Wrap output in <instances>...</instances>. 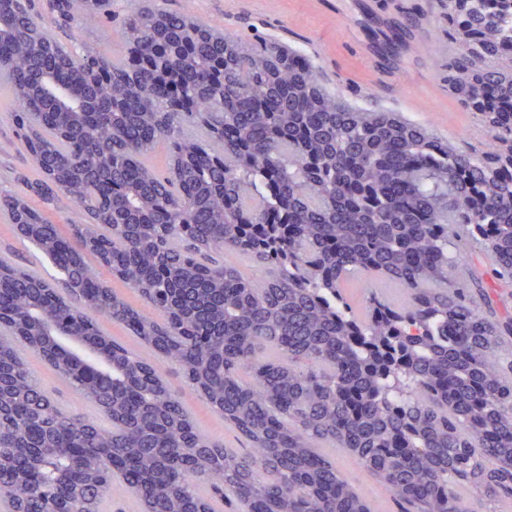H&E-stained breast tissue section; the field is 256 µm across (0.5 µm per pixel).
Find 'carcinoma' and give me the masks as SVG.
Masks as SVG:
<instances>
[{"label": "carcinoma", "mask_w": 512, "mask_h": 512, "mask_svg": "<svg viewBox=\"0 0 512 512\" xmlns=\"http://www.w3.org/2000/svg\"><path fill=\"white\" fill-rule=\"evenodd\" d=\"M455 55L448 85L493 140L476 153L394 112L353 105L319 84L298 50L230 36L148 4L123 15L129 56L78 53L38 24L32 0H0V92L37 174L0 196L16 234L58 270L46 278L0 255V323L12 370L0 427L7 512H105L115 488L140 512H371L323 452L345 448L400 512H472L466 486L512 496V332L453 275L467 238L494 237L491 275L512 286V0H435ZM55 21L85 0H49ZM414 23L378 20L379 55ZM168 143L167 171L147 163ZM67 200L84 215L62 234L31 205ZM266 267L255 279L226 261ZM123 283L154 312L104 279ZM396 283L356 317L354 273ZM121 327L144 358L110 336ZM93 407L63 409L29 357ZM252 449L202 433L156 361ZM41 447L68 448L44 459Z\"/></svg>", "instance_id": "obj_1"}]
</instances>
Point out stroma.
<instances>
[{
	"label": "stroma",
	"mask_w": 512,
	"mask_h": 512,
	"mask_svg": "<svg viewBox=\"0 0 512 512\" xmlns=\"http://www.w3.org/2000/svg\"><path fill=\"white\" fill-rule=\"evenodd\" d=\"M168 10L188 11L224 32L256 34L300 50L317 68L323 84L353 99L366 93L368 107L399 112L427 125L434 133L482 151L489 136L482 124L454 97L448 87V56L429 22V0H157ZM384 20L419 19L410 45L397 58L381 57L363 35L367 15ZM98 19L87 17L76 26L57 29L60 41L76 50L91 48L115 57L125 54L119 37L100 39ZM31 169L15 135L7 110L0 109V193L17 189V178ZM165 376L191 411L200 431L241 450L235 433L201 400L183 389L174 366ZM327 456L354 490L368 498L372 512H398L394 501L378 502L373 490L378 479L360 468L351 454L330 448Z\"/></svg>",
	"instance_id": "35a3bbf8"
}]
</instances>
